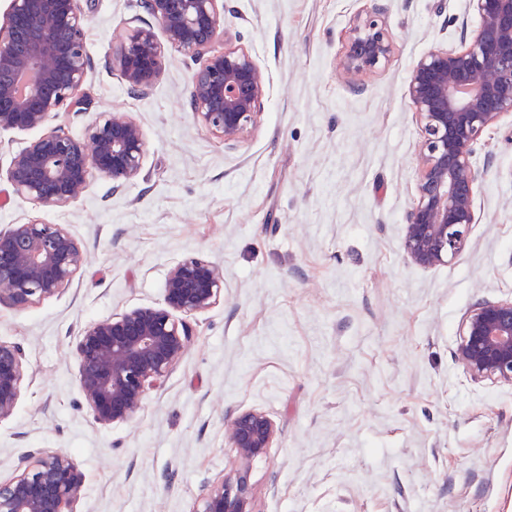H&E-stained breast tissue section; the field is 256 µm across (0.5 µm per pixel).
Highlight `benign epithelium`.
<instances>
[{
	"instance_id": "benign-epithelium-1",
	"label": "benign epithelium",
	"mask_w": 512,
	"mask_h": 512,
	"mask_svg": "<svg viewBox=\"0 0 512 512\" xmlns=\"http://www.w3.org/2000/svg\"><path fill=\"white\" fill-rule=\"evenodd\" d=\"M220 0H140L160 26L167 45L205 55L193 72L187 106L195 121L237 144L260 108L266 76L248 52L224 44L209 53L223 30ZM476 29L463 28L460 46L439 48L413 66L408 96L422 124L420 177L406 214L403 251L417 266L444 265L469 246L475 223L476 145L505 114L512 115V0H470ZM81 0H9L0 20V131L45 128L77 107L75 92L93 61L85 42ZM393 53L376 6L353 21L340 69L350 77L375 71ZM129 89L145 93L163 67L152 27L141 28L112 55ZM141 127L123 113L91 123L81 137L54 127L29 141L8 167L19 195L46 207L79 198L100 176L118 189L134 180L145 151ZM84 261L80 242L61 224L31 221L0 230V305L25 310L72 283ZM224 295V276L200 259L175 262L163 303L93 322L77 336V385L96 423L130 421L187 350L193 328L186 317ZM456 362L475 380L512 385V297L478 298L462 319ZM25 377L21 348L0 340V421L17 407ZM278 432L260 409L227 420L225 434L239 466L219 483L200 487L194 512H254L252 464ZM20 474L0 481V512H73L85 479L67 452L33 451L21 457Z\"/></svg>"
}]
</instances>
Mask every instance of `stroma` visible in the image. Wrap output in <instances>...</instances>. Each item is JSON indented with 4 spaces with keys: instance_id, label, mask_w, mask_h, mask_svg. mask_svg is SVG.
Wrapping results in <instances>:
<instances>
[{
    "instance_id": "35a3bbf8",
    "label": "stroma",
    "mask_w": 512,
    "mask_h": 512,
    "mask_svg": "<svg viewBox=\"0 0 512 512\" xmlns=\"http://www.w3.org/2000/svg\"><path fill=\"white\" fill-rule=\"evenodd\" d=\"M381 6L393 54L360 75L337 66L356 15ZM93 65L82 135L102 112L136 121L146 149L120 189L94 177L68 205L17 195L5 173L31 135L0 133V227L62 224L86 261L26 310L0 306V339L26 375L0 421V479L29 452L64 450L85 476L75 512H195L202 481L237 465L225 423L267 411L278 426L252 465L256 512H512V386L472 381L454 359L475 301L512 294V116L482 136L469 247L421 268L404 257L422 127L413 65L460 44L469 0H224L225 41L267 77L261 114L237 146L187 112L194 61L168 48L145 94L110 58L151 24L139 0H82ZM214 262L224 296L192 316V340L160 390L124 424L82 404L72 354L94 321L160 305L169 267Z\"/></svg>"
}]
</instances>
